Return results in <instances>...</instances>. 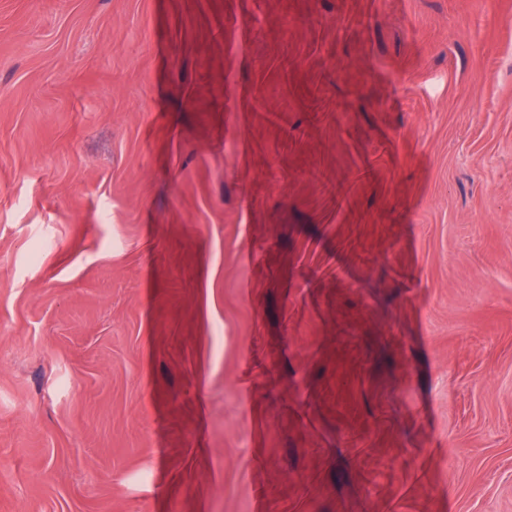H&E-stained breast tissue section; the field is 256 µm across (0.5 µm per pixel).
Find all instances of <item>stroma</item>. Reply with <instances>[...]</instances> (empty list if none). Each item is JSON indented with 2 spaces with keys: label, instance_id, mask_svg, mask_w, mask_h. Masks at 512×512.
Instances as JSON below:
<instances>
[{
  "label": "stroma",
  "instance_id": "stroma-1",
  "mask_svg": "<svg viewBox=\"0 0 512 512\" xmlns=\"http://www.w3.org/2000/svg\"><path fill=\"white\" fill-rule=\"evenodd\" d=\"M512 512V0H0V512Z\"/></svg>",
  "mask_w": 512,
  "mask_h": 512
}]
</instances>
